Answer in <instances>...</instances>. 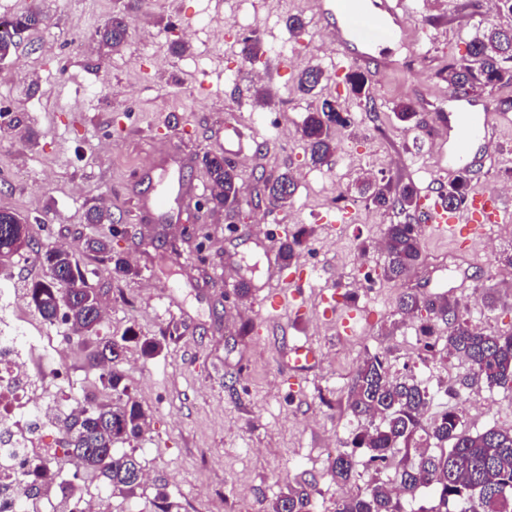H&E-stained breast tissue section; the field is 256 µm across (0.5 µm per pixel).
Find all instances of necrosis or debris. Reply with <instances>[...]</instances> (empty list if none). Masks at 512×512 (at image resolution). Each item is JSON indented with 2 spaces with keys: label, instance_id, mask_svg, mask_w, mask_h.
Returning a JSON list of instances; mask_svg holds the SVG:
<instances>
[{
  "label": "necrosis or debris",
  "instance_id": "4bbe7bcc",
  "mask_svg": "<svg viewBox=\"0 0 512 512\" xmlns=\"http://www.w3.org/2000/svg\"><path fill=\"white\" fill-rule=\"evenodd\" d=\"M21 339H0V512H11L10 502L43 460L61 463L54 448L33 439L31 412L39 408L42 391L62 375L66 354L52 340L21 350Z\"/></svg>",
  "mask_w": 512,
  "mask_h": 512
}]
</instances>
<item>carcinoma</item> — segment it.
<instances>
[{
	"mask_svg": "<svg viewBox=\"0 0 512 512\" xmlns=\"http://www.w3.org/2000/svg\"><path fill=\"white\" fill-rule=\"evenodd\" d=\"M39 11H28L15 17L0 19V49L8 55L16 47V30H27L46 24ZM128 37L126 16H114L100 33L101 44L120 47ZM375 75L350 70L344 76L347 88L364 95L374 83ZM331 80L329 72L318 64H310L298 75V88L309 94ZM448 88L461 96L472 97L487 89L512 88V34L494 22L466 45L465 53L448 65ZM351 116L335 99L325 98L308 111L300 134L310 150L316 166L327 165L336 152V130L350 126ZM211 188L210 199L217 207L237 208L242 200L236 165L214 155L203 157ZM473 173L466 168L448 183L445 198L448 207L460 206L468 196ZM264 197L274 205L288 203L294 193V180L289 172L261 176ZM358 194L376 209L392 210L405 215V220L390 224L384 237L385 260L381 277L397 280L406 277L423 261L421 227L413 223L418 209V192L410 184L381 178L364 181ZM30 244L28 225L19 215L0 211V256L5 262L18 254V241ZM83 251L97 259L114 263L118 274L130 275L131 268L122 260H112L110 241L101 237L85 240ZM37 258L48 271V279L34 283L29 289L30 301L42 319L52 322L57 317L70 325L82 343H92L89 359L100 367V380L105 389L126 394L127 385L120 363L125 343L139 339L142 354L152 358L163 349L155 337H137V333L116 338L98 336L102 319L99 290L81 269L79 260L68 249L46 246L36 250ZM400 312L412 315L421 310L420 335L429 338L436 326L448 330L445 337L448 354L464 359L468 373L461 385L472 389H512V333L500 334L472 328L463 318L459 303L445 294L431 297L414 292L397 300ZM348 408L366 422L362 433L353 441L355 448L371 452L369 463L398 473L403 491L412 494L419 487L432 491L435 504L418 512H512V431L489 428L471 435L463 429L461 411L456 406L438 414L430 427L423 425L424 409L431 403L428 390L413 374L401 378L389 373L385 358L372 355L352 376L348 386ZM68 438V452L77 467L99 477L104 485L118 494H132L143 481L140 461L132 453L103 452L137 439L147 427V414L135 400L121 398L100 402L77 416L57 421ZM435 441L439 452L421 450V435ZM414 449L417 458L408 460L400 449ZM331 472L338 484H347L355 474V456L338 450L331 462ZM50 490L49 483L22 485L15 494L14 512H29V504ZM261 512H313V490L309 486L290 488L288 493L261 507ZM335 512H404L399 498L386 483L374 481L356 494L336 501Z\"/></svg>",
	"mask_w": 512,
	"mask_h": 512,
	"instance_id": "obj_1",
	"label": "carcinoma"
}]
</instances>
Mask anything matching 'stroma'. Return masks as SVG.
Listing matches in <instances>:
<instances>
[{"instance_id":"1","label":"stroma","mask_w":512,"mask_h":512,"mask_svg":"<svg viewBox=\"0 0 512 512\" xmlns=\"http://www.w3.org/2000/svg\"><path fill=\"white\" fill-rule=\"evenodd\" d=\"M128 0H0V17L29 10L48 15V26L26 32L13 54L0 61V112L20 118L31 140L19 139L0 120V211L25 218L33 250L0 267V331H10V303H27L46 269L34 250L56 245L77 252L81 266L111 311L102 336L135 330L161 338L162 351L144 357L127 343L121 368L127 393L148 415L144 434L116 445L134 454L144 471L135 496L93 491L112 512H258L261 501L306 483L315 488L314 512H334L338 499L375 481L394 482L393 472L369 465L356 451V476L339 485L329 473L330 451L343 448L364 424L347 405V385L362 361L387 358L390 373L412 371L432 401L430 413L457 405L471 434L495 427L512 430V391L463 390L449 398V384L468 366L448 355L441 335L425 351L418 318L398 313L402 293H445L458 300L467 321L480 329L512 331V277L499 275L512 256V216L489 230L493 251L482 242L454 243L423 233V263L408 278L382 279L379 248L394 211L367 206L354 185L375 178L413 182L418 192L439 180V153L448 142H430L423 124L447 123L446 68L484 27L488 9L468 0H407L415 32L412 46L396 47L398 65L372 88L376 111L349 95L340 76L347 66L327 39L310 0H145L127 41L117 50L99 42L112 15ZM301 15L306 31L295 38V60L279 47ZM262 43L257 62H243L242 38ZM319 64L338 74L317 94H305L298 73ZM268 86L272 103L256 104V87ZM340 97L350 127L338 130L331 165L310 161L299 128L323 98ZM413 102L415 123L395 116L396 104ZM476 104L501 112L494 155L477 149L471 163L474 188L512 183V90L485 91ZM249 149L238 152V141ZM206 154L235 162L244 200L236 211L208 204ZM188 186L184 206L160 218L140 213L143 177L163 164ZM289 170L291 200L271 207L261 173ZM112 214L90 224L89 211ZM303 231L297 261L307 275L292 287L273 275L267 254ZM104 236L112 254L136 271L113 275L109 265L83 254L86 238ZM178 284V294L164 286ZM247 296H238L241 284ZM282 296L278 310L263 298ZM359 309L348 336H338L324 313L322 296ZM316 350L313 363H289L298 343ZM80 342L69 347V380L52 397L88 404L112 399L98 368ZM166 500H158V491Z\"/></svg>"}]
</instances>
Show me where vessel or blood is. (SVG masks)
I'll return each mask as SVG.
<instances>
[{"label": "vessel or blood", "mask_w": 512, "mask_h": 512, "mask_svg": "<svg viewBox=\"0 0 512 512\" xmlns=\"http://www.w3.org/2000/svg\"><path fill=\"white\" fill-rule=\"evenodd\" d=\"M320 24L332 33L338 54L354 64L379 73L392 67L394 47L407 44L411 27L405 0H314ZM456 110L448 120V138L452 142L449 174L471 162L477 146L485 144L494 128L492 112H476L471 99L455 97ZM179 177L162 171L150 200L151 208L166 210L171 201L181 198ZM426 209L431 231L439 236L479 239L489 226L502 223L504 208L494 193L476 190L463 207L448 208L441 186L429 188Z\"/></svg>", "instance_id": "vessel-or-blood-1"}]
</instances>
